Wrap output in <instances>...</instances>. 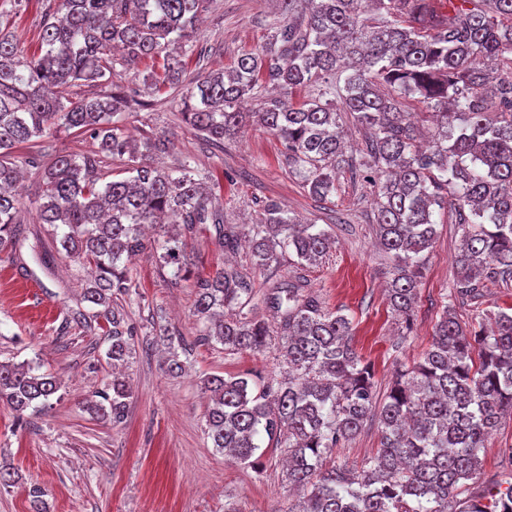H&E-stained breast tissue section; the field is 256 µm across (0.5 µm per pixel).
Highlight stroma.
<instances>
[{"label": "stroma", "instance_id": "35a3bbf8", "mask_svg": "<svg viewBox=\"0 0 512 512\" xmlns=\"http://www.w3.org/2000/svg\"><path fill=\"white\" fill-rule=\"evenodd\" d=\"M53 6L54 0H9L0 27L17 35L25 55L38 53L41 26ZM274 12L272 0H213L197 51L184 59L188 74L230 70L241 52L261 49ZM112 60L113 83L136 90L139 100L124 115L127 134L138 140L169 136L174 148L160 157L162 167L188 157L218 177L216 206L227 223L254 222L272 199L335 239L322 262L302 274L327 308L351 319L353 345L371 365L378 393H386L399 367L424 356L445 305L475 327L488 324L491 312L512 307V283L489 287L478 301L449 299L462 229L456 210L448 208L437 217L414 312L409 321L400 320L384 292L392 261L376 244L374 193L366 179L341 177L331 202H317L289 173L279 141L266 130L250 124L223 147L206 145L181 123L179 93L144 87L143 75L160 70L162 58L128 65L117 51ZM22 174L18 221L27 238L19 253H0V362L29 363L36 373L54 376L60 389L50 408L23 419L0 401V467L15 478L13 486L0 487V512H31L26 489L33 483L47 491L46 512H224L228 503L237 512L294 507L298 494L285 479L280 451L267 448L254 463L241 464L216 451L204 432L208 395L202 378L248 373L281 379L285 370L276 345L228 355L221 344H198L192 312L194 277L214 274L228 262L260 293L287 277L295 260L255 269L247 247L225 253L209 225L188 237L195 253L190 279L171 281L152 250L135 256L129 265L133 303L126 308L137 331L125 365L132 397L126 421L115 426L83 407L112 379L109 325L83 300L86 269L56 253L46 225L37 221L39 170L26 166ZM167 331L190 346L186 369L178 374L167 371V351L157 342ZM480 458L471 482L475 492L512 472V416L502 419Z\"/></svg>", "mask_w": 512, "mask_h": 512}]
</instances>
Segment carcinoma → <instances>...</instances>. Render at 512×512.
I'll list each match as a JSON object with an SVG mask.
<instances>
[{"label":"carcinoma","instance_id":"obj_1","mask_svg":"<svg viewBox=\"0 0 512 512\" xmlns=\"http://www.w3.org/2000/svg\"><path fill=\"white\" fill-rule=\"evenodd\" d=\"M280 18L268 44L244 51L222 74L189 77L168 54L178 44L193 51L210 0H58L45 20L41 52L20 54L15 34L0 29V252L20 244L19 181L10 154L57 133L88 134L86 154H63L44 169L37 220L53 227L68 257L94 266L83 299L101 308L112 326L108 357L126 361L135 328L112 306L129 295L128 264L145 249L143 226L154 227L153 251L171 279L185 276L192 258L183 230L211 224L224 249L237 244L235 227L212 205L210 173L184 159L168 171L153 155L169 150L166 137L132 143L121 127L129 95L66 97L65 89L112 80L116 46L124 61L166 53L163 74L143 83L181 91L183 120L222 145L246 122L277 137L288 170L313 198L327 201L343 174L372 177L374 224L392 254L388 297L392 311L410 316L428 250L437 235L435 209L448 200L463 227L450 295L483 296L488 285L512 279V67L490 63L512 55V0H446L444 21L434 0H275ZM296 88L312 94L293 101ZM417 95L432 112L434 132L424 149L398 97ZM245 100L254 112H241ZM365 130V147L348 152L336 102ZM128 159V176L103 180L102 171ZM252 263L266 268L278 254L318 264L330 236L303 224L269 199L249 225ZM199 341L224 351H261L277 337L288 366L281 381L209 376L205 432L219 451L251 462L261 441L288 457V483L303 500L288 512H512L507 487L459 498L474 479L479 452L512 414V312L494 313L490 330L461 325L444 307L432 344L402 367L384 401L373 374L351 343L350 320L325 309L304 278L295 276L265 294L278 326L243 309L253 299L250 280L221 269L196 282ZM167 370L183 371L182 341L166 337ZM59 387L34 367L0 362V401L22 418L50 406ZM132 388L122 373L96 392L87 410L114 425L125 421ZM371 417L381 429L378 454L351 470L336 465L339 444Z\"/></svg>","mask_w":512,"mask_h":512}]
</instances>
